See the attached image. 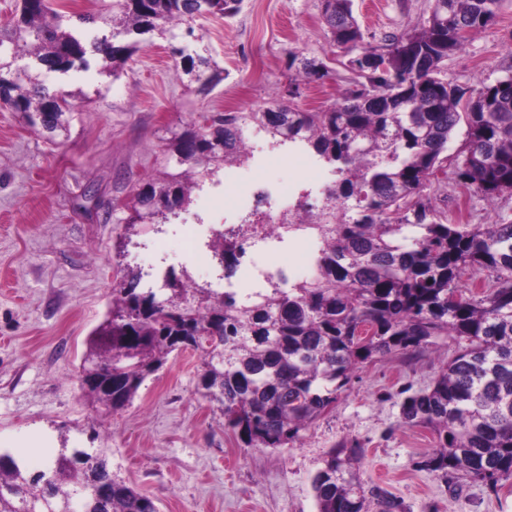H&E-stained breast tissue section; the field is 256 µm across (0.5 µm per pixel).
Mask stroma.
Wrapping results in <instances>:
<instances>
[{
    "label": "stroma",
    "mask_w": 512,
    "mask_h": 512,
    "mask_svg": "<svg viewBox=\"0 0 512 512\" xmlns=\"http://www.w3.org/2000/svg\"><path fill=\"white\" fill-rule=\"evenodd\" d=\"M432 0H353L365 45L412 31ZM69 19L101 14L80 35L108 32L118 0H54ZM224 70L209 94L194 74L175 67L167 41L142 38L120 76L98 58L53 82L77 93L65 126L37 133L21 113L0 108V448L32 467L59 448H108L112 473L152 498L159 512H317L312 479L331 448L363 450L365 489H382L400 512H512V478L490 487L464 480L448 486L419 466L435 446L429 429L403 424L401 404L429 388L458 350L455 341L413 355L358 365L336 400L282 448L246 447L198 386L204 354L172 353L126 408L103 413L84 396L78 375L88 337L129 271L186 272L196 288L217 283L221 269L207 244L251 213H227L223 183L192 190L189 205L161 224L128 226L139 186L182 172L165 145L186 124L216 112H256L288 95L290 54L322 61L327 78L302 85L300 109L324 111L353 87L350 53L333 45L321 0H241L235 15L199 17L177 30ZM512 64V0L491 26L448 59L444 75L464 87L493 82ZM313 155L289 157L258 172L293 182L311 205ZM97 197H84L88 188ZM433 205L461 223L512 215V197L496 206L439 178Z\"/></svg>",
    "instance_id": "stroma-1"
}]
</instances>
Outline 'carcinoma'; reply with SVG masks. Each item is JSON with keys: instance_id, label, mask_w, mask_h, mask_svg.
Wrapping results in <instances>:
<instances>
[{"instance_id": "obj_1", "label": "carcinoma", "mask_w": 512, "mask_h": 512, "mask_svg": "<svg viewBox=\"0 0 512 512\" xmlns=\"http://www.w3.org/2000/svg\"><path fill=\"white\" fill-rule=\"evenodd\" d=\"M503 0H433L420 28L363 45L353 0H322L335 45L357 52L363 81L325 112L293 102L264 112H224L190 124L169 140L177 163L221 168L249 160L244 130L256 125L277 145L313 151L334 179L313 212L299 204L298 224L319 232L314 274L287 284L281 275L243 302L215 288H190L174 272L166 288L141 286L133 271L112 289V308L89 336L83 369L99 382L80 389L106 411L135 398L168 356L191 343L205 355L199 386L221 405L225 425L249 447L281 448L296 440L335 400L358 365L395 353L425 351L442 336L458 343L424 392L403 401L404 423L430 429L436 446L420 468L455 485L466 479L495 487L512 477V216L458 224L426 193L451 166L460 188L492 205L512 195V65L492 83L469 89L443 78L442 65L470 37L492 25ZM239 0H122L112 29L90 40L57 20L52 0H21L18 18L0 32V105L23 113L49 134L64 127L76 96L51 91L16 58L66 74L97 55L112 76L138 51L139 37L172 34L173 26L238 10ZM192 72L209 61L173 48ZM316 60L290 78L300 85L327 77ZM466 139L448 158L459 124ZM200 180L168 173L141 186L128 223L167 220L186 205ZM221 262H238L216 235ZM360 448L341 443L315 474L318 512H380L399 505L381 492L367 497L354 468ZM158 512L155 502L112 477L107 448H61L38 471L0 451V512Z\"/></svg>"}]
</instances>
